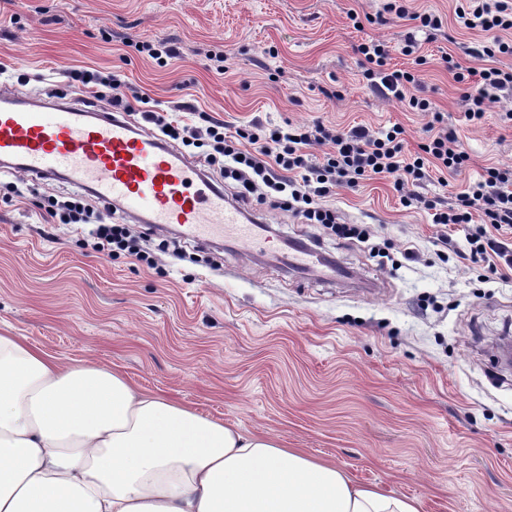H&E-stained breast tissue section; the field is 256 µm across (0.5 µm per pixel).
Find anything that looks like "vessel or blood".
I'll return each mask as SVG.
<instances>
[{
	"label": "vessel or blood",
	"instance_id": "1",
	"mask_svg": "<svg viewBox=\"0 0 512 512\" xmlns=\"http://www.w3.org/2000/svg\"><path fill=\"white\" fill-rule=\"evenodd\" d=\"M0 166L38 178L63 177L144 223L180 227L202 241L230 235L254 249L266 242L195 162L108 107L37 106L1 91ZM285 264L306 274L322 262L299 242Z\"/></svg>",
	"mask_w": 512,
	"mask_h": 512
}]
</instances>
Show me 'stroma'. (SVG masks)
I'll return each instance as SVG.
<instances>
[{
	"label": "stroma",
	"mask_w": 512,
	"mask_h": 512,
	"mask_svg": "<svg viewBox=\"0 0 512 512\" xmlns=\"http://www.w3.org/2000/svg\"><path fill=\"white\" fill-rule=\"evenodd\" d=\"M387 0H0V88L43 100L57 86L85 100L68 70L115 74L150 109L186 107L193 124L299 126L316 121L377 130L400 124L406 151L428 118L363 78L357 46L383 40L392 62L414 36L425 63L415 92L455 129L470 164L433 173L419 194L454 203L485 168L512 165V91L482 123L465 118L464 87L443 61L479 70L469 54L486 33L456 16V0H409L440 29L421 31ZM357 14L362 30L349 19ZM166 41L159 66L136 42ZM26 74V84L10 78ZM67 180L0 173V329L70 362L120 370L137 388L199 414L266 433L355 481L417 499L421 512H512V269L466 256L473 227L433 223L406 207L393 178L337 187L340 222L364 224L388 257L336 239L291 213L250 202L269 228L264 250L227 239L205 244L133 222L153 265L128 252L93 251L88 224H51L45 196ZM290 238L316 240L351 271L346 280L289 272Z\"/></svg>",
	"instance_id": "35a3bbf8"
}]
</instances>
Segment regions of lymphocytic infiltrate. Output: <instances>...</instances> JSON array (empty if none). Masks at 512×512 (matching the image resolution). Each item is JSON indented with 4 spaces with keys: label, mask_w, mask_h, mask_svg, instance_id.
<instances>
[{
    "label": "lymphocytic infiltrate",
    "mask_w": 512,
    "mask_h": 512,
    "mask_svg": "<svg viewBox=\"0 0 512 512\" xmlns=\"http://www.w3.org/2000/svg\"><path fill=\"white\" fill-rule=\"evenodd\" d=\"M456 16L466 28L492 33L491 41L473 47L477 58L512 55V40L503 37L512 31V0H459ZM358 64L363 77L381 94L393 95L405 102L414 112L428 116L429 127L436 134L420 143L417 151L405 153V129L395 124L376 131L357 126L337 131L316 123L291 128H265L256 132L245 127L226 130L219 121H209L198 127L181 120L170 112L144 111L146 122L164 131L168 140L184 146H209L205 157L209 169L222 180L233 183V196L245 202L252 196H281L282 205L307 224H317L343 239L368 240L370 233L363 224H343L334 211L322 206L336 186H358L360 181L378 176H394V186L404 206L420 204L432 213L434 223L469 224L481 218L467 239L470 257L476 261L504 260L512 268V246L489 238L488 229H512V167H489L467 190L459 194L453 205L440 206L438 200L425 199L412 187L428 179L431 169L458 172L470 161L468 153L456 146V132L444 124V118L425 97L407 95L408 87L419 82L416 66L422 58H414L411 69L388 70L389 53L378 40L368 39L357 47ZM457 82H471L472 90L465 98L471 106L465 117L478 122L487 108L497 103L500 90L512 86V71L487 67L480 71L478 81L459 71L457 62H449ZM313 145L326 146L322 163L309 160L308 149ZM94 249L116 248L149 262V255L138 250L130 225L120 221L98 223Z\"/></svg>",
    "instance_id": "obj_1"
}]
</instances>
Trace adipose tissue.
Returning <instances> with one entry per match:
<instances>
[{"instance_id":"adipose-tissue-1","label":"adipose tissue","mask_w":512,"mask_h":512,"mask_svg":"<svg viewBox=\"0 0 512 512\" xmlns=\"http://www.w3.org/2000/svg\"><path fill=\"white\" fill-rule=\"evenodd\" d=\"M0 512H420L270 436L0 331Z\"/></svg>"}]
</instances>
